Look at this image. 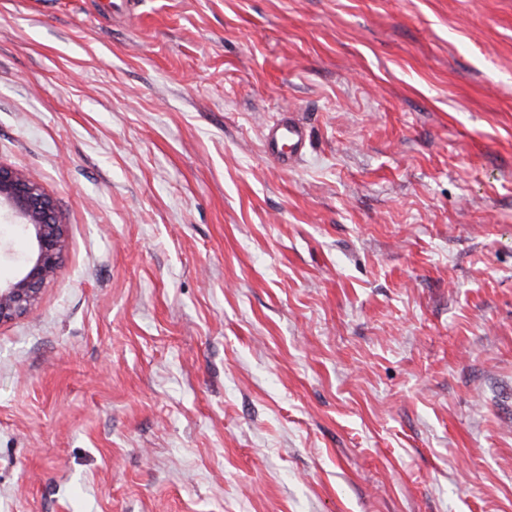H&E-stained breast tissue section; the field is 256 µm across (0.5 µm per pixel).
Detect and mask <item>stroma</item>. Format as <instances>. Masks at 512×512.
Here are the masks:
<instances>
[{"label":"stroma","mask_w":512,"mask_h":512,"mask_svg":"<svg viewBox=\"0 0 512 512\" xmlns=\"http://www.w3.org/2000/svg\"><path fill=\"white\" fill-rule=\"evenodd\" d=\"M0 164V512H512V0H0ZM305 129L290 119L275 122L266 137L267 155L277 163L288 166L292 156L299 154L305 146ZM288 146L289 151L285 150ZM2 205L22 219L32 252L14 281L0 282V325L21 317L38 303L43 287L57 273L64 247L63 225L54 200L36 176L0 165V209Z\"/></svg>","instance_id":"obj_1"}]
</instances>
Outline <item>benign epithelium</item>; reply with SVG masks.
<instances>
[{
  "label": "benign epithelium",
  "mask_w": 512,
  "mask_h": 512,
  "mask_svg": "<svg viewBox=\"0 0 512 512\" xmlns=\"http://www.w3.org/2000/svg\"><path fill=\"white\" fill-rule=\"evenodd\" d=\"M2 205L22 219L32 252L14 281L0 283V324L21 317L38 303L43 287L57 273L64 247L54 200L36 176L0 165Z\"/></svg>",
  "instance_id": "benign-epithelium-1"
}]
</instances>
